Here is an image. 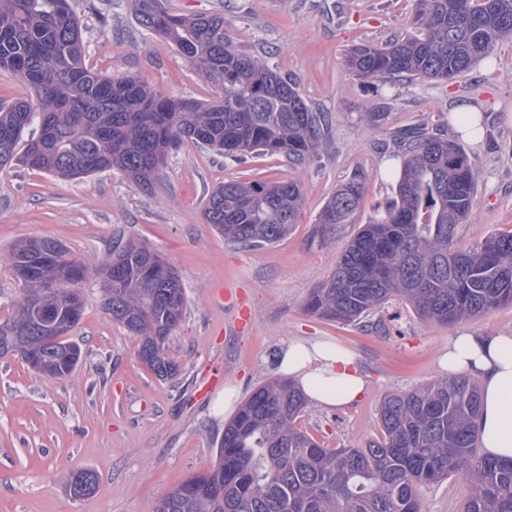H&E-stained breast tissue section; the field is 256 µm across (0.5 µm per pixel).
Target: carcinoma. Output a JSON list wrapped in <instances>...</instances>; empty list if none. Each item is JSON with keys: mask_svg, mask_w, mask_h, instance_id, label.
<instances>
[{"mask_svg": "<svg viewBox=\"0 0 512 512\" xmlns=\"http://www.w3.org/2000/svg\"><path fill=\"white\" fill-rule=\"evenodd\" d=\"M138 23L165 38L218 91L206 101L168 96L133 77L87 66L70 0H0V70L31 91L0 107V165L11 162L66 180L118 170L154 187L169 150L189 140L242 160L313 156L325 118L295 84L235 49L224 17L170 12L164 0H130ZM414 32L385 47L353 46L346 66L367 83L406 75L451 82L512 36V0H415ZM392 204L349 241L307 312L359 324L393 300L422 319L452 324L512 305V231L457 246L458 226L476 204L475 164L457 143L423 128L400 139ZM362 182L342 183L315 228L331 241L360 208ZM303 195L294 181H227L205 218L225 239L271 245L298 223ZM23 285L0 336L32 370L70 376L82 355L67 340L84 303L75 286L90 273L54 239L32 236L10 250ZM103 307L139 338L137 357L162 380L178 367L166 349L186 301L181 278L148 244L129 240L96 269ZM304 395L288 380L257 388L224 426L215 465L168 490L155 512H425L421 488L460 474L462 512H512V460L477 450L481 408L473 379L459 374L384 396L380 437L329 449L296 425Z\"/></svg>", "mask_w": 512, "mask_h": 512, "instance_id": "cac0c4a2", "label": "carcinoma"}]
</instances>
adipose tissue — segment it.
<instances>
[{"label":"adipose tissue","instance_id":"ef3b65f1","mask_svg":"<svg viewBox=\"0 0 512 512\" xmlns=\"http://www.w3.org/2000/svg\"><path fill=\"white\" fill-rule=\"evenodd\" d=\"M440 365L448 373L469 372L481 379L477 434L483 452L512 459V335L465 332L450 337ZM280 371L311 403L323 408L352 404L367 387L356 355L321 339H289L282 347Z\"/></svg>","mask_w":512,"mask_h":512}]
</instances>
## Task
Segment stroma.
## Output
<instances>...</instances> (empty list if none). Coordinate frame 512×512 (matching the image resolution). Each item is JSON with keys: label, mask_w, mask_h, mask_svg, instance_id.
<instances>
[{"label": "stroma", "mask_w": 512, "mask_h": 512, "mask_svg": "<svg viewBox=\"0 0 512 512\" xmlns=\"http://www.w3.org/2000/svg\"><path fill=\"white\" fill-rule=\"evenodd\" d=\"M85 29L86 60L97 71L140 79L175 98L208 100L215 90L164 38L141 28L129 0H72ZM171 12L220 14L240 52L263 59L295 83L307 103L324 112L329 130L308 164L279 156L234 162L187 142L169 152L152 192L136 189L117 170L64 181L9 164L0 167V318L22 292L7 261L29 236L63 243L90 267L105 263L128 239L143 241L178 271L186 314L167 342L179 366L158 379L136 356L137 337L102 307L98 275L80 284L85 307L70 332L83 358L63 379L31 370L19 357L0 356V512H153L179 482L213 467L229 418L224 390L242 406L259 386L278 378L281 346L290 337L320 338L353 351L368 379L363 397L344 408L307 405L299 426L326 448H347L379 437L378 407L391 392L445 378L441 351L463 332H512L506 305L454 324L423 322L392 301L370 326H342L305 309L359 225L389 204L390 168L399 148L395 131L424 125L456 133L449 121L460 99L475 105L486 128L465 143L476 163L477 198L458 243L467 247L512 230V39L452 83L396 77L375 85L346 66L354 45L378 46L407 37L414 0H166ZM383 113L373 122L372 113ZM359 177L364 200L353 224L334 241L314 236L317 216L339 184ZM231 180L298 182L304 208L288 236L251 247L223 239L207 224L210 193ZM240 292L250 327L233 328L236 310L219 289ZM222 382L205 396L208 374ZM98 476L93 494L73 497V472ZM460 477L422 489L426 512H460Z\"/></svg>", "instance_id": "obj_1"}]
</instances>
